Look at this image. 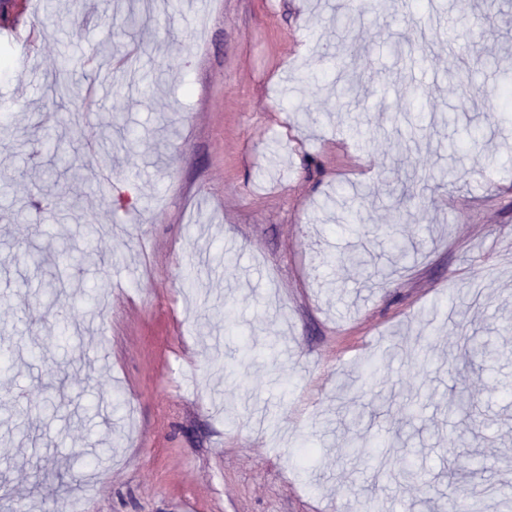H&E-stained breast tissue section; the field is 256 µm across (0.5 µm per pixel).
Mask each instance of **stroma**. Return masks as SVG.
I'll list each match as a JSON object with an SVG mask.
<instances>
[{
	"instance_id": "35a3bbf8",
	"label": "stroma",
	"mask_w": 512,
	"mask_h": 512,
	"mask_svg": "<svg viewBox=\"0 0 512 512\" xmlns=\"http://www.w3.org/2000/svg\"><path fill=\"white\" fill-rule=\"evenodd\" d=\"M488 1L177 0L131 32L141 0H0L39 42L0 43V512H355L370 492L386 512H450L473 459L479 512H512L494 494L512 487V123L485 65L512 70V0L469 38ZM340 5L361 14L349 102L330 80ZM65 62L75 104L49 90ZM111 122L135 137L105 168ZM473 124L483 139L449 154ZM50 137L80 169L46 210ZM91 223L112 231L89 244ZM357 242L368 285L319 262ZM464 331L495 364L469 363ZM345 379L374 411L352 455ZM463 389L473 406L451 412Z\"/></svg>"
}]
</instances>
